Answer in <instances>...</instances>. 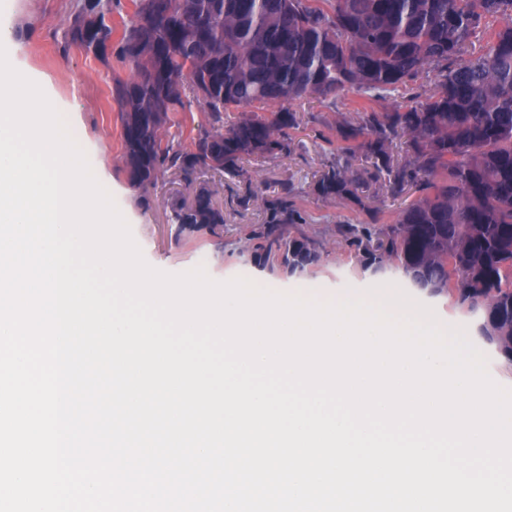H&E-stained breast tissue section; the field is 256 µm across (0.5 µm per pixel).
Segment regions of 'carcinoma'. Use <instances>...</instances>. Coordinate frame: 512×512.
Masks as SVG:
<instances>
[{
	"label": "carcinoma",
	"mask_w": 512,
	"mask_h": 512,
	"mask_svg": "<svg viewBox=\"0 0 512 512\" xmlns=\"http://www.w3.org/2000/svg\"><path fill=\"white\" fill-rule=\"evenodd\" d=\"M124 25L121 57L136 78L116 80L123 154L130 179L152 186L162 173L199 168L240 173L243 157L288 151L297 124L288 104L328 99L348 89L386 102L412 89L425 73L434 88L401 112H367L347 125L386 175L393 196L421 192L391 227L386 241L363 250L368 264L398 259L406 278L432 295L452 292L482 314L483 331L512 362V0H134ZM112 0H78L71 39L85 17L99 16L93 40L112 44ZM501 18L486 48L463 57L472 37ZM218 117L231 107L271 110L243 116L227 130L206 133L196 151L163 143L168 113L192 102ZM408 137L414 161L389 152ZM358 178L337 165L314 185L325 199L353 197ZM255 256H274L304 271L320 256L308 240L285 235L295 222L289 193L271 201ZM184 227L214 228L224 212L206 190L190 206L171 207Z\"/></svg>",
	"instance_id": "obj_1"
}]
</instances>
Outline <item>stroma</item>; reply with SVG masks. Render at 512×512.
<instances>
[{
  "label": "stroma",
  "instance_id": "1",
  "mask_svg": "<svg viewBox=\"0 0 512 512\" xmlns=\"http://www.w3.org/2000/svg\"><path fill=\"white\" fill-rule=\"evenodd\" d=\"M76 4L77 0H0V29L16 46L14 68L30 74L64 112L71 136L91 169L99 173L148 265L169 274L201 266L217 281L244 277L284 293L327 294L343 289L362 298H385L399 290L430 307L440 325L473 334L475 346L487 358L489 374L512 386V363L500 357L494 345L476 338V314L457 305L448 293L431 296L412 288L395 258H386L382 270L373 271L351 244L354 228H369L373 240L386 239L404 207L416 199L415 190L394 197L370 180L349 199H323L314 193L315 179L332 163H347L356 172L370 165L369 153L362 148L345 151L337 132L338 126L359 125L364 117L357 91L350 89L324 101L292 102L289 109L297 125L289 131V151L244 158L243 177L205 169L186 177L172 170L145 192L131 182L124 166L119 108L111 95L115 80L131 77V65L118 55L100 58L66 42ZM214 126L210 112L195 103L171 113L163 135L165 141L189 152ZM286 187L299 213L287 232L306 238L321 256L317 265L301 273L289 272L279 261L261 263L254 257L252 232L266 222V202ZM203 188L212 191L214 204L223 210V226L212 231L181 230L171 224L172 202L192 201ZM245 195L250 202L243 206L239 200Z\"/></svg>",
  "mask_w": 512,
  "mask_h": 512
}]
</instances>
